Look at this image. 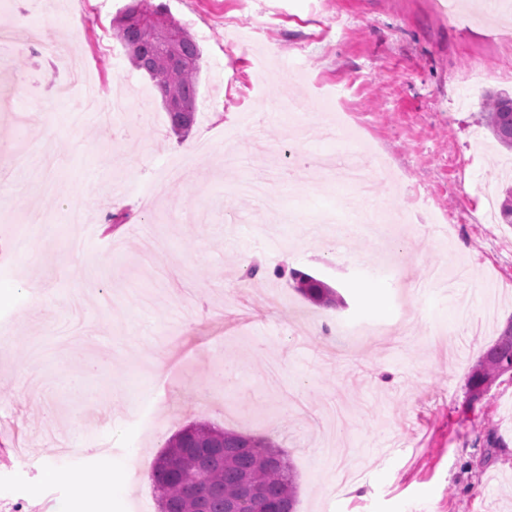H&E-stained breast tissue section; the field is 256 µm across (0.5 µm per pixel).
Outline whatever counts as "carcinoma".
<instances>
[{"instance_id": "1", "label": "carcinoma", "mask_w": 512, "mask_h": 512, "mask_svg": "<svg viewBox=\"0 0 512 512\" xmlns=\"http://www.w3.org/2000/svg\"><path fill=\"white\" fill-rule=\"evenodd\" d=\"M116 36L132 66L142 72L162 97L172 131L186 135L195 121L201 51L188 31L163 5L143 0L113 20ZM485 125L494 140L512 150V97L494 93L484 101ZM294 288L308 301L324 307L341 303L326 282L306 273H292ZM512 365V319L486 351L468 379V391L499 378ZM150 480L159 492L160 512H227L249 489L260 497L255 512L272 502L282 512H296V473L269 439L208 425L180 429L155 461Z\"/></svg>"}]
</instances>
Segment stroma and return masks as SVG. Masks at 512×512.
Here are the masks:
<instances>
[{
	"label": "stroma",
	"mask_w": 512,
	"mask_h": 512,
	"mask_svg": "<svg viewBox=\"0 0 512 512\" xmlns=\"http://www.w3.org/2000/svg\"><path fill=\"white\" fill-rule=\"evenodd\" d=\"M83 2L22 4L48 25ZM91 2L54 59L24 52L22 4L0 0L20 48L0 65V142L46 141L56 158L0 191V512H109L102 448L135 472L125 512H159L149 473L189 424L274 441L297 512H512V377L473 403L467 387L512 319V225L480 221L481 187L497 203L512 184V152L482 129L485 94L512 95L495 19L512 0H483L466 28L432 0H152L202 49L184 139L113 30L129 0ZM84 71L111 89L131 79L149 120L73 124L84 85L52 96ZM340 98L363 127L357 161L388 160L369 199L329 167L344 157L325 136ZM288 102L307 120L274 111ZM304 148L322 161L311 182L283 177L261 202L239 191ZM80 193L97 233L73 252ZM369 209L394 217L385 238L343 235V216ZM456 210L472 223L433 225ZM294 270L342 305L306 301ZM491 432L504 447L490 458Z\"/></svg>",
	"instance_id": "obj_1"
}]
</instances>
